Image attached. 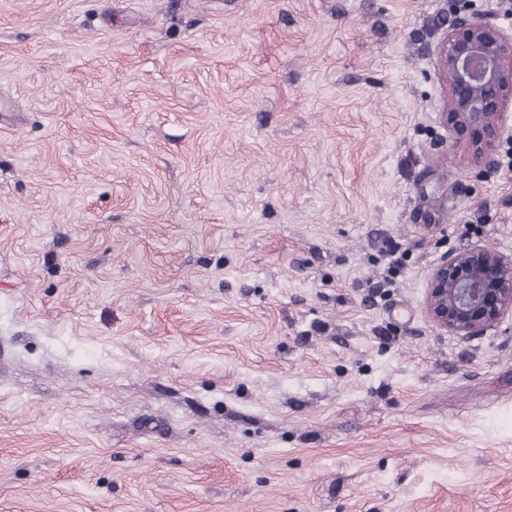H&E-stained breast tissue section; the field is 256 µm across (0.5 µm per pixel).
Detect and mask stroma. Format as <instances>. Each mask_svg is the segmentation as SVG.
<instances>
[{
    "label": "stroma",
    "mask_w": 512,
    "mask_h": 512,
    "mask_svg": "<svg viewBox=\"0 0 512 512\" xmlns=\"http://www.w3.org/2000/svg\"><path fill=\"white\" fill-rule=\"evenodd\" d=\"M453 7L0 0V512H512V316L424 312L512 256ZM425 310L437 329L463 341L512 313V256L477 246L444 256L434 268Z\"/></svg>",
    "instance_id": "stroma-1"
}]
</instances>
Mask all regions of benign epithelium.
Returning <instances> with one entry per match:
<instances>
[{"mask_svg":"<svg viewBox=\"0 0 512 512\" xmlns=\"http://www.w3.org/2000/svg\"><path fill=\"white\" fill-rule=\"evenodd\" d=\"M438 70L448 85L445 122L456 131L480 132L470 146L472 165L492 167L502 108L512 101V37L459 7L438 47ZM425 310L437 329L463 341L483 335L512 312V256L477 246L443 257Z\"/></svg>","mask_w":512,"mask_h":512,"instance_id":"7a95c632","label":"benign epithelium"}]
</instances>
